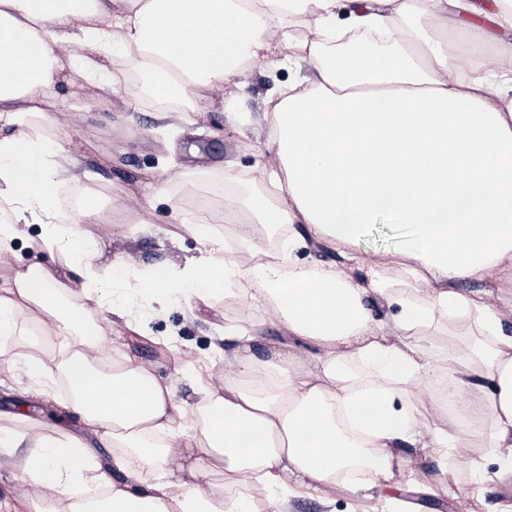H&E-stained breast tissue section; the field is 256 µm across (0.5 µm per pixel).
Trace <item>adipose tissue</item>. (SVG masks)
<instances>
[{"mask_svg": "<svg viewBox=\"0 0 512 512\" xmlns=\"http://www.w3.org/2000/svg\"><path fill=\"white\" fill-rule=\"evenodd\" d=\"M492 4L0 0V259L36 216L50 226L46 251L68 259L16 273L0 296V349L21 314L35 316L63 350L57 373L76 379L70 406L117 449L105 464L81 439L35 432L20 464L44 489L33 512H255L256 483L283 512L288 491L356 493L350 470L381 491L409 474L435 494L476 451L512 474V0ZM482 15L501 37L474 24ZM347 38L353 54L330 55ZM260 66L308 74L244 116L243 146H262L263 162L246 177L231 160L216 169L232 248L199 208L181 218L204 243L191 265L133 286L140 255L127 248L105 286L61 302L100 251L75 230L95 223V206L64 217L56 205L88 175L65 135L75 115L51 100L60 79L116 95L137 71L159 125L180 128L205 103L240 99ZM154 191L150 180L113 188L110 223H150ZM382 217L407 228L401 248L357 261ZM272 226L280 257L268 261ZM485 278L497 290L459 289ZM177 293L223 297L282 333L261 355V329L225 327L224 367L196 381L191 415L147 366L118 352L107 368L85 351L100 333L92 308L128 318L133 296ZM450 323L469 342L437 348ZM105 380L108 393L88 398ZM429 448L433 470L419 466Z\"/></svg>", "mask_w": 512, "mask_h": 512, "instance_id": "ef3b65f1", "label": "adipose tissue"}]
</instances>
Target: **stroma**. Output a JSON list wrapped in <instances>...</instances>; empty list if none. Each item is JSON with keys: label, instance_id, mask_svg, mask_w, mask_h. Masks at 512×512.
Wrapping results in <instances>:
<instances>
[{"label": "stroma", "instance_id": "35a3bbf8", "mask_svg": "<svg viewBox=\"0 0 512 512\" xmlns=\"http://www.w3.org/2000/svg\"><path fill=\"white\" fill-rule=\"evenodd\" d=\"M54 97L57 108L76 105L83 109L69 134L85 147L84 165L92 177L84 186L96 195L101 210L109 208L117 173L125 174L124 186L128 189L147 176L153 177L158 186L151 225H81V232L96 237L102 253L101 260L82 270L81 280L89 288L100 287L104 262L110 261L129 240L136 241L139 247L142 262L137 275L143 280L158 267L178 270L198 257L204 248L202 241L180 224L173 209L174 199L191 186L189 173L228 159L248 172L261 160L258 152L242 150L240 123L227 117L225 106L218 103L210 106L207 122L197 124L194 132L189 133L159 128L153 118L154 105L148 101L140 102L130 112L122 98L106 94L93 99L79 86L64 83L55 88ZM126 112L131 113V121L118 126L116 116ZM112 154L119 157L120 168L101 164V157ZM403 234L395 221L381 220L368 230L355 255L361 259L393 251L400 246ZM141 302L143 309L133 329L123 330L118 336L107 334L98 345L100 354L111 355L116 348L125 351L149 366L161 382L171 384L179 398L194 404L183 356L191 354L199 369L212 366L217 360L214 347L224 335L225 322L235 321L234 312L225 311L220 298L209 307L183 297L164 307L147 296ZM42 389V384L28 375L24 363L16 362L12 378L0 384V424L23 432L28 421L34 420L83 435L79 415L63 407L66 398L63 389H56L50 397ZM22 411L28 414V421L18 420L17 415ZM483 466L490 478L478 499L467 501L459 494L423 496L406 485L382 495L360 490L351 497L338 499L332 507L312 493L291 499L288 512H397L403 501L410 503L413 512H460L464 506L470 512H486L487 505L512 499V490H507L496 478L497 466L492 460H484Z\"/></svg>", "mask_w": 512, "mask_h": 512}]
</instances>
